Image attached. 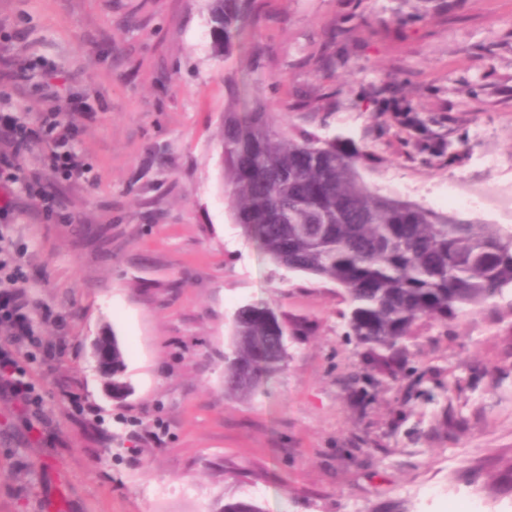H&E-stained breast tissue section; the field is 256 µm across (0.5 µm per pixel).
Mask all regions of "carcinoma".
<instances>
[{"mask_svg":"<svg viewBox=\"0 0 512 512\" xmlns=\"http://www.w3.org/2000/svg\"><path fill=\"white\" fill-rule=\"evenodd\" d=\"M256 0H210L213 48L230 51ZM341 136L292 134L258 96L224 117L221 144L233 219L270 259L327 278L349 304L347 336L391 373L423 319L446 321L512 290V224L456 220L368 185V154ZM288 323L265 305L234 317L224 387L248 398L286 362ZM125 354L112 346V396H122Z\"/></svg>","mask_w":512,"mask_h":512,"instance_id":"cac0c4a2","label":"carcinoma"}]
</instances>
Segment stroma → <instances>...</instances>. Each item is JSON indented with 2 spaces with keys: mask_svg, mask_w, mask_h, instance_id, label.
<instances>
[{
  "mask_svg": "<svg viewBox=\"0 0 512 512\" xmlns=\"http://www.w3.org/2000/svg\"><path fill=\"white\" fill-rule=\"evenodd\" d=\"M258 5L218 57L209 0H0V57L28 67L20 85L0 74V113L35 130L59 113L86 170L59 178L39 143L0 182V262L23 272L34 332L0 326L16 360L0 379V512H512V296L420 321L394 374L374 375L342 289L276 265L234 223L220 141L234 93L256 94L289 131L350 138L382 193L496 191L512 180V0ZM433 134L455 161L415 153ZM247 304L292 332L284 369L241 399L224 353ZM104 330L125 352L122 401L95 370Z\"/></svg>",
  "mask_w": 512,
  "mask_h": 512,
  "instance_id": "obj_1",
  "label": "stroma"
}]
</instances>
